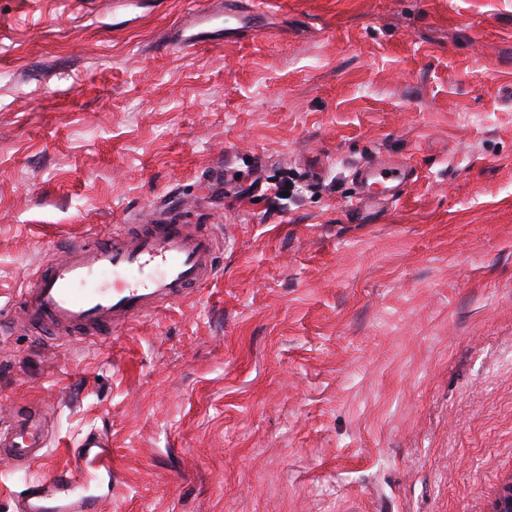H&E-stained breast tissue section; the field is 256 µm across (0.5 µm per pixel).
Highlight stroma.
<instances>
[{"instance_id": "1", "label": "stroma", "mask_w": 512, "mask_h": 512, "mask_svg": "<svg viewBox=\"0 0 512 512\" xmlns=\"http://www.w3.org/2000/svg\"><path fill=\"white\" fill-rule=\"evenodd\" d=\"M0 0V512L92 430L101 512H488L512 477V0ZM412 167L351 213L355 170ZM292 196L277 197L282 182ZM222 237L188 300L90 344L21 327L75 239ZM1 456L8 455L15 460L35 461L44 457L47 447L44 432L39 421L30 414L21 415L10 432L1 439Z\"/></svg>"}]
</instances>
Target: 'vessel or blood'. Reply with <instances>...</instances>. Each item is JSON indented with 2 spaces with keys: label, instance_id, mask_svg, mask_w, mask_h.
<instances>
[{
  "label": "vessel or blood",
  "instance_id": "obj_1",
  "mask_svg": "<svg viewBox=\"0 0 512 512\" xmlns=\"http://www.w3.org/2000/svg\"><path fill=\"white\" fill-rule=\"evenodd\" d=\"M412 177V170L379 160L364 165L355 175L357 200L396 197ZM219 249L216 235L173 221L121 224L107 237L71 241L22 286V319L38 336H114L139 316L187 298L214 279ZM45 446L39 421L24 414L0 440V453L35 461L43 458ZM111 446L103 434L81 438L76 464L29 481L16 512H100L118 470Z\"/></svg>",
  "mask_w": 512,
  "mask_h": 512
}]
</instances>
